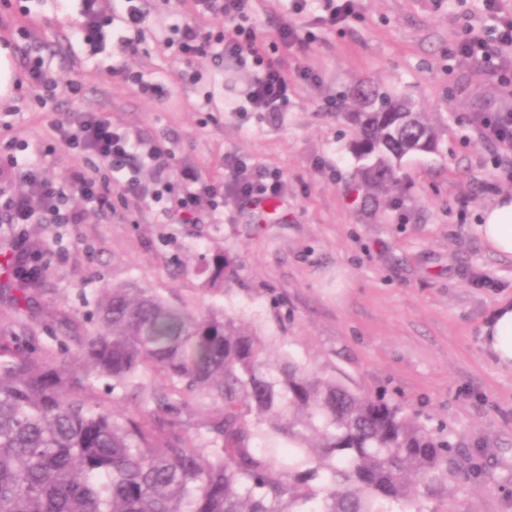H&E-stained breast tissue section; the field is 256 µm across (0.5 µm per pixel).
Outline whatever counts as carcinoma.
Listing matches in <instances>:
<instances>
[{
    "mask_svg": "<svg viewBox=\"0 0 512 512\" xmlns=\"http://www.w3.org/2000/svg\"><path fill=\"white\" fill-rule=\"evenodd\" d=\"M351 150L366 184L397 168L436 128L408 99L354 94ZM11 304L31 313L41 268L11 257ZM93 328L64 317L55 344L0 330V512H442L459 454L386 399L357 393L292 359L271 364L262 337L219 308H175L141 284L103 288ZM108 378L135 402L102 406ZM208 398L219 412L192 427ZM288 439V462L275 455Z\"/></svg>",
    "mask_w": 512,
    "mask_h": 512,
    "instance_id": "carcinoma-1",
    "label": "carcinoma"
}]
</instances>
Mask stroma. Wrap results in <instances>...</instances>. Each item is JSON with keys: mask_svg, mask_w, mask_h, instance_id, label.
Instances as JSON below:
<instances>
[{"mask_svg": "<svg viewBox=\"0 0 512 512\" xmlns=\"http://www.w3.org/2000/svg\"><path fill=\"white\" fill-rule=\"evenodd\" d=\"M143 4V29L102 24L93 53L80 0H0V40L11 43L17 71L38 53L81 87L49 112L38 88L22 84L0 101V143L62 183L76 160L53 148L52 122L102 112L205 182L223 185L234 158L279 171V206L263 213L247 201L217 210L205 202L200 223L182 224L164 216L170 201L154 198L146 168L144 194L113 213L75 199L81 223L26 225L30 242L47 247L40 344H50L62 317L88 321L100 289L131 281L178 306L222 307L267 338L269 360L291 355L352 390L386 395L419 421L447 426L464 454L445 512H512V367L500 366L481 336L498 304L512 298V258L494 254L478 233L483 210L512 196V147L483 141L473 121L478 112L512 110V83L455 54L463 25L491 34L479 0H355L335 26L321 0H307L298 14L289 0H251L249 25L292 77L288 104L275 114L246 110L252 68H220L207 55L188 62L170 46L173 25L196 19L192 0ZM288 24L313 41L279 44ZM116 35L136 52L114 57ZM115 65L129 80L111 76ZM143 80L163 84L165 97L146 98ZM363 81L410 98L440 130L434 152L405 156L398 183L368 199L354 192L355 128L342 106ZM219 254L230 266L214 290L208 265ZM475 451L486 479L469 473L466 456Z\"/></svg>", "mask_w": 512, "mask_h": 512, "instance_id": "obj_1", "label": "stroma"}]
</instances>
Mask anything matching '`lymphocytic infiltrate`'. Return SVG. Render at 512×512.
<instances>
[{
  "label": "lymphocytic infiltrate",
  "instance_id": "1",
  "mask_svg": "<svg viewBox=\"0 0 512 512\" xmlns=\"http://www.w3.org/2000/svg\"><path fill=\"white\" fill-rule=\"evenodd\" d=\"M248 3L249 0H194L197 21L183 23L175 30L178 53L187 60L209 53L218 62L232 59L242 66H254L257 77L246 95L249 107L257 112H279L288 103L291 78L286 69L268 57L252 27L242 25ZM482 5L496 22L493 41L466 28L459 34L458 52L466 60L499 58L501 66L512 71V12L504 9L502 0H482ZM208 16L223 17L225 30L212 34L202 23ZM52 129L56 143L79 158L80 166L72 170L68 180L55 183L44 178L37 164L22 166L15 156H7L8 168L17 170L25 189L0 200L1 224L80 223V212L65 206L66 200L74 197L97 210L112 212L115 202L125 203L141 196L138 174L149 165L165 192L173 190L169 174H176L184 183L174 211L186 224L198 221L201 194L225 201L250 200L275 196L281 190L279 173L250 169L239 162L225 173L223 187L208 185L203 192H196L199 176L194 169L177 166L174 155L161 149H144L99 112L78 113L55 122Z\"/></svg>",
  "mask_w": 512,
  "mask_h": 512
}]
</instances>
